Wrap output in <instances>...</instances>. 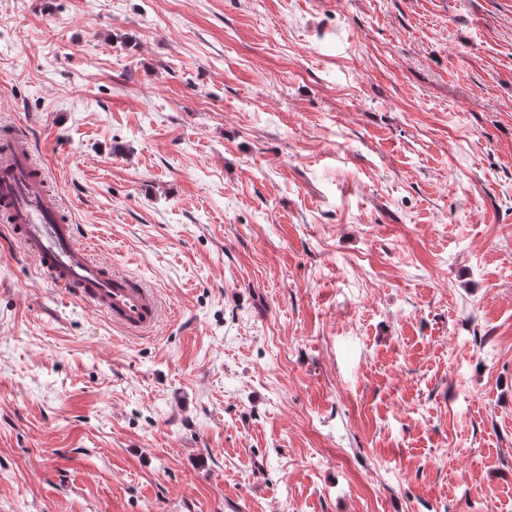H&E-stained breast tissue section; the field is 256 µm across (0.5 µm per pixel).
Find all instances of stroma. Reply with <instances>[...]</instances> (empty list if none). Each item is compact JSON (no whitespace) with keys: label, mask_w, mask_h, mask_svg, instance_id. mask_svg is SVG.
<instances>
[{"label":"stroma","mask_w":512,"mask_h":512,"mask_svg":"<svg viewBox=\"0 0 512 512\" xmlns=\"http://www.w3.org/2000/svg\"><path fill=\"white\" fill-rule=\"evenodd\" d=\"M130 336L0 231V512H512V0H0V129Z\"/></svg>","instance_id":"35a3bbf8"}]
</instances>
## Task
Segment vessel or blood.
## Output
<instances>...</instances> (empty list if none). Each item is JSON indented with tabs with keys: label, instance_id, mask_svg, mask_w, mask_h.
<instances>
[{
	"label": "vessel or blood",
	"instance_id": "obj_1",
	"mask_svg": "<svg viewBox=\"0 0 512 512\" xmlns=\"http://www.w3.org/2000/svg\"><path fill=\"white\" fill-rule=\"evenodd\" d=\"M13 142V152L0 157V223L9 236L56 288L104 312L123 332L150 334L163 314L157 289L96 258L57 196L30 177L34 157L27 138L17 135Z\"/></svg>",
	"mask_w": 512,
	"mask_h": 512
}]
</instances>
